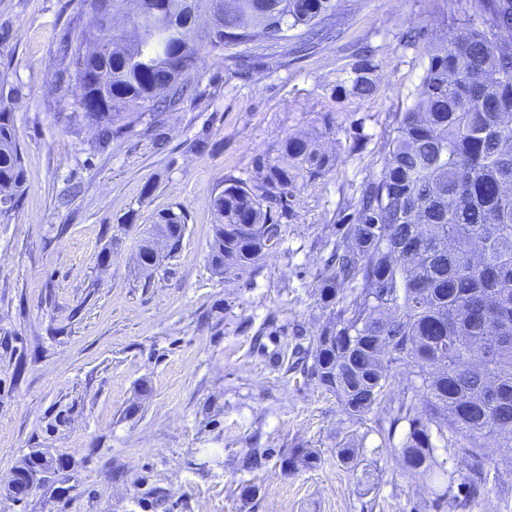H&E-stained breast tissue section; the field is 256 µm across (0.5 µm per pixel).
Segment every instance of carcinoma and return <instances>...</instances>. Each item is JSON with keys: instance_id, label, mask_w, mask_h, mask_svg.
Returning a JSON list of instances; mask_svg holds the SVG:
<instances>
[{"instance_id": "carcinoma-1", "label": "carcinoma", "mask_w": 512, "mask_h": 512, "mask_svg": "<svg viewBox=\"0 0 512 512\" xmlns=\"http://www.w3.org/2000/svg\"><path fill=\"white\" fill-rule=\"evenodd\" d=\"M96 14L68 37L64 57L81 88L77 117L112 138L125 112L173 107L190 92L199 53L258 40L302 52L336 29L337 0H224L214 31L198 39L188 0H139V26L112 32L107 15L128 0H92ZM457 24L430 44L414 103L399 113L379 174L363 184L343 241L316 289L328 322L298 352L317 386L393 449L402 470L426 479L423 500L468 507L488 493L494 458L512 460V0H451ZM372 56L357 54L342 95L376 91ZM0 74V216L17 206L25 176ZM334 166L319 138L290 135L255 160L256 180L233 176L211 201L210 264L228 276L253 267L282 241L301 188ZM187 216L159 215L155 230L179 248ZM406 378L401 397L393 387ZM404 438L394 445L398 428ZM457 460L439 458L437 448ZM360 448L338 442L356 465ZM291 448L284 470L312 468Z\"/></svg>"}]
</instances>
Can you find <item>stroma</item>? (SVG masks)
I'll use <instances>...</instances> for the list:
<instances>
[{
  "label": "stroma",
  "instance_id": "stroma-1",
  "mask_svg": "<svg viewBox=\"0 0 512 512\" xmlns=\"http://www.w3.org/2000/svg\"><path fill=\"white\" fill-rule=\"evenodd\" d=\"M450 15L445 0H340L332 38L302 56L251 45L245 75L201 50L196 95L153 125L125 114L103 143L74 118L59 51L88 24L87 0H0L25 171L0 218V484L38 451L58 466L24 500L0 497V512H433L423 477L288 366L297 328L328 320L322 259ZM362 44L376 50L377 90L346 98ZM328 126L334 166L298 193L280 246L215 275L210 202L225 176L252 181L286 136ZM168 210L187 215L181 246L145 269L140 248ZM348 436L363 444L353 468L336 458ZM295 445L318 453L316 468L282 470ZM252 447L262 464L243 468Z\"/></svg>",
  "mask_w": 512,
  "mask_h": 512
}]
</instances>
